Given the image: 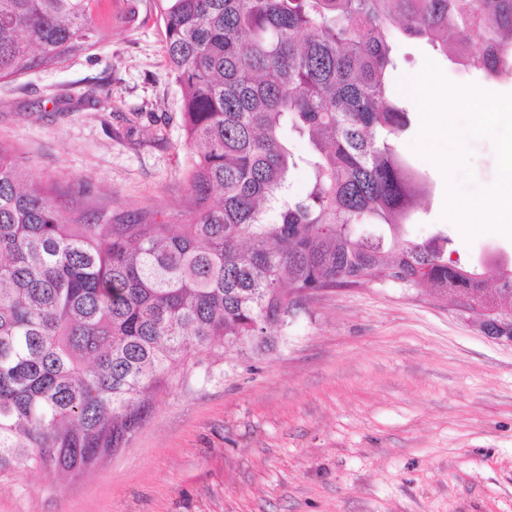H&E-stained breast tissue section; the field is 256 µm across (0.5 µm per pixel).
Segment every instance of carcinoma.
Returning <instances> with one entry per match:
<instances>
[{
  "instance_id": "carcinoma-1",
  "label": "carcinoma",
  "mask_w": 512,
  "mask_h": 512,
  "mask_svg": "<svg viewBox=\"0 0 512 512\" xmlns=\"http://www.w3.org/2000/svg\"><path fill=\"white\" fill-rule=\"evenodd\" d=\"M157 4L192 160L176 221L90 224L0 141L1 476L82 477L127 447L154 398L224 359L215 341L268 348L313 289L423 283L512 319L445 232L404 237L423 187L396 149L411 120L390 78L396 30L454 65L512 74V0ZM93 6L0 0V80L94 48ZM498 276L512 299V269Z\"/></svg>"
}]
</instances>
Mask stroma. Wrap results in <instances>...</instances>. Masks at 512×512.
Masks as SVG:
<instances>
[{"label":"stroma","mask_w":512,"mask_h":512,"mask_svg":"<svg viewBox=\"0 0 512 512\" xmlns=\"http://www.w3.org/2000/svg\"><path fill=\"white\" fill-rule=\"evenodd\" d=\"M96 47L0 81V139L90 223L172 220L189 197L181 92L154 0H97ZM401 70L434 60L456 85L512 94V78L448 65L397 36ZM429 186L407 239L443 229L476 263L512 238L465 241L444 219L438 167L403 139ZM0 512H512V345L424 286L364 282L307 302L287 335L153 401L128 445L77 480L35 467L0 478Z\"/></svg>","instance_id":"stroma-1"}]
</instances>
